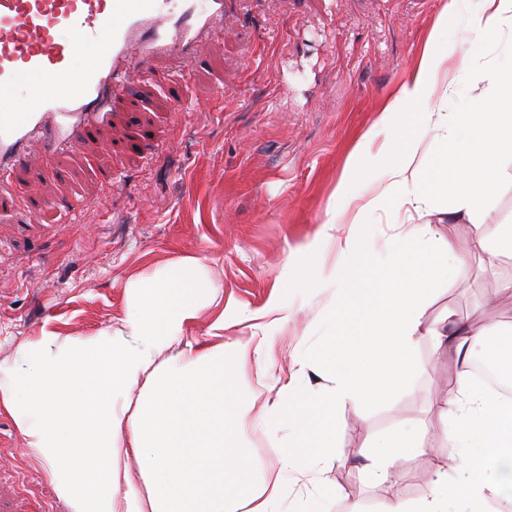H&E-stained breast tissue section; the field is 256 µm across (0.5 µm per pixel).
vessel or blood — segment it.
Returning <instances> with one entry per match:
<instances>
[{
    "label": "vessel or blood",
    "instance_id": "1",
    "mask_svg": "<svg viewBox=\"0 0 512 512\" xmlns=\"http://www.w3.org/2000/svg\"><path fill=\"white\" fill-rule=\"evenodd\" d=\"M226 0H0V173L19 168L31 143L53 157L110 120L113 98L143 64L191 57L222 30ZM100 52L73 69L75 51ZM36 100L15 109L14 89Z\"/></svg>",
    "mask_w": 512,
    "mask_h": 512
}]
</instances>
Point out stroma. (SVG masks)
<instances>
[{"instance_id": "stroma-1", "label": "stroma", "mask_w": 512, "mask_h": 512, "mask_svg": "<svg viewBox=\"0 0 512 512\" xmlns=\"http://www.w3.org/2000/svg\"><path fill=\"white\" fill-rule=\"evenodd\" d=\"M231 0L221 35L195 57L140 69L112 107L109 126L53 159L40 145L10 176L0 203V362L22 361L42 332L61 351L77 339L121 329L134 282L197 261L215 288L210 305L157 357L180 363L186 342L223 345L224 367L252 410L229 431L255 467V483L280 480L276 512H383L430 491L447 441L433 425L456 363L417 337L406 386L388 402L363 399L340 411L336 445L306 474L288 470L275 447L296 429L284 416L292 382L319 399L338 330L334 293L292 287L287 253L313 237L336 201L363 134L380 118L430 33L457 69L448 109L466 112L483 90L462 60L512 63L502 30L475 45L466 25L478 0ZM181 102L183 112L173 110ZM487 235L512 224V155L501 158ZM512 258L475 269L467 287L440 282L424 318L455 312L473 330L512 327V297L498 292ZM288 319L276 324L273 304ZM223 320L222 335L211 333ZM419 429L403 479L378 484L358 459L401 429ZM0 512H70L48 465L0 410Z\"/></svg>"}]
</instances>
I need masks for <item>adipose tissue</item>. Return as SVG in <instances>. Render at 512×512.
Here are the masks:
<instances>
[{"label": "adipose tissue", "mask_w": 512, "mask_h": 512, "mask_svg": "<svg viewBox=\"0 0 512 512\" xmlns=\"http://www.w3.org/2000/svg\"><path fill=\"white\" fill-rule=\"evenodd\" d=\"M475 41L512 29V0H479L469 18ZM483 95L467 112L445 110L455 85L447 53L426 43L406 78L387 99L379 122L364 135L376 150L358 153L356 171L375 189L362 197L353 173L336 187V207L328 209L320 230L287 256L301 287L333 290L341 303L369 294L371 306L347 324L341 306L334 317L345 327L333 362L338 370L319 402L288 390V417L297 427L296 443L283 455L299 467L325 451L324 437H335L336 412L347 403L391 400L403 386L414 341L430 336L437 348L457 357L455 388L438 413L435 428L450 445L448 458L465 455L463 468L442 466L431 479L430 494L415 508L398 500L385 512H497L512 504V401L483 389L468 365L485 347L483 334L453 317L427 322L425 304L440 274L465 285L471 260L456 244L438 237L437 225L466 220L489 262L512 255V224L494 236L484 233V217L494 196L498 161L512 152V70L479 67ZM410 114L393 125L396 111ZM433 133L437 157L429 171L416 164L419 137ZM372 215L395 222L423 218L420 235L399 234L385 257L356 234L334 238L339 224H361ZM335 241L338 259L327 262L324 247ZM198 266L186 262L135 288L134 312L126 330L100 342H74L56 350L46 332L28 357L6 369L0 408L10 412L27 445L49 465V477L70 512H237L230 494L249 490L252 468L225 444L227 430L249 412L237 384L224 375L223 347L188 344L183 367L155 381L137 419L127 415L128 396L172 337L182 335L199 310ZM417 447L414 430H402L380 443L367 469L375 481L401 476L403 460ZM147 452L152 485L149 502L120 494L128 450Z\"/></svg>", "instance_id": "obj_1"}]
</instances>
